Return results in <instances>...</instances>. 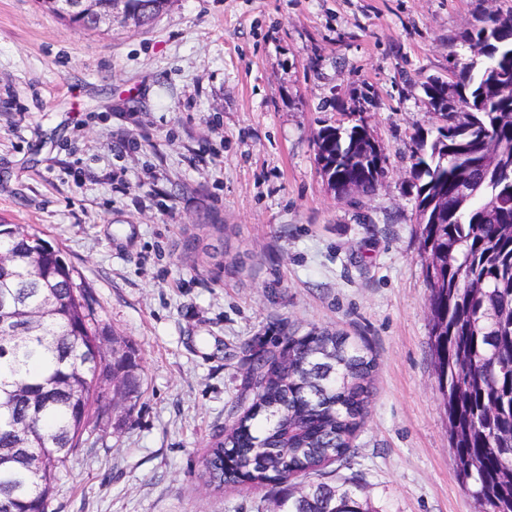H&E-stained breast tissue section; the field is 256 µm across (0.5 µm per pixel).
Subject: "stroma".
Masks as SVG:
<instances>
[{"instance_id": "1", "label": "stroma", "mask_w": 512, "mask_h": 512, "mask_svg": "<svg viewBox=\"0 0 512 512\" xmlns=\"http://www.w3.org/2000/svg\"><path fill=\"white\" fill-rule=\"evenodd\" d=\"M487 0H169L149 25L80 31L0 0V223L61 250L137 355L130 422L91 424L50 512H270L201 461L252 337L328 327L376 361L365 425L331 483L377 512H473L430 353L409 172L422 84ZM363 112L377 192L336 199L320 130Z\"/></svg>"}]
</instances>
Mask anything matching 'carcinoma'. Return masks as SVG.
<instances>
[{
    "label": "carcinoma",
    "instance_id": "cac0c4a2",
    "mask_svg": "<svg viewBox=\"0 0 512 512\" xmlns=\"http://www.w3.org/2000/svg\"><path fill=\"white\" fill-rule=\"evenodd\" d=\"M150 8V23L166 0H129ZM474 52L448 59V77L425 82L436 135L415 141L410 181L421 226L432 319L431 348L447 405L456 471L475 512H512V9L485 10L458 35ZM354 134L336 141L332 128L317 139V161L334 184H357L374 194L381 172L356 159ZM46 243L19 224H0V250L13 254L0 265V301L13 299L41 313L38 328L20 330L0 347V392L49 386L39 403L34 433L38 463L0 462V512H48L57 481L83 444L93 414L108 412L97 368L84 366L107 326L98 319L87 286L59 250L31 263L30 247ZM288 346L293 375L281 376L277 355ZM112 364L125 375L131 398L139 396L134 348ZM246 370L255 374L260 409L224 426L202 460L213 483L269 487L279 512H372L363 486L297 487L299 476L324 475L325 466L350 456L365 423L375 368L350 337L328 329L278 332L245 343ZM31 413L24 399H0V448H13V422Z\"/></svg>",
    "mask_w": 512,
    "mask_h": 512
}]
</instances>
